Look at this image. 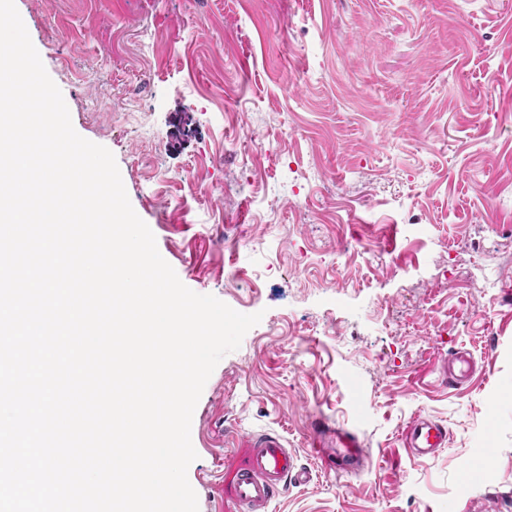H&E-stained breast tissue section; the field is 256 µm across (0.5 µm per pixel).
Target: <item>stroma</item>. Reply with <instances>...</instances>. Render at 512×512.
Instances as JSON below:
<instances>
[{
  "label": "stroma",
  "instance_id": "stroma-1",
  "mask_svg": "<svg viewBox=\"0 0 512 512\" xmlns=\"http://www.w3.org/2000/svg\"><path fill=\"white\" fill-rule=\"evenodd\" d=\"M15 5L180 281L263 315L193 413L199 512H234L266 432L313 475L271 512H512V0ZM419 416L448 430L429 459ZM474 363L470 352L456 351L451 355L448 362V370L445 371L449 385H458L470 376ZM407 441L413 457L431 456L447 446L448 431L437 421L418 417L408 426ZM336 440L343 448H336V467L341 471H351L359 464V458L356 451L357 442L347 432L336 429Z\"/></svg>",
  "mask_w": 512,
  "mask_h": 512
}]
</instances>
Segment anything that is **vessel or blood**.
<instances>
[{
  "label": "vessel or blood",
  "mask_w": 512,
  "mask_h": 512,
  "mask_svg": "<svg viewBox=\"0 0 512 512\" xmlns=\"http://www.w3.org/2000/svg\"><path fill=\"white\" fill-rule=\"evenodd\" d=\"M474 363L470 353L454 352L445 376L456 385L470 376ZM340 444L336 465L350 471L359 464L357 443L345 431H337ZM448 444V431L442 424L428 418L414 419L407 430V446L413 457L422 458L437 453ZM312 473L298 463L296 454L285 448L281 437L261 434L252 437L243 462L235 466L229 478V495L236 512H268L271 503L289 484L304 485Z\"/></svg>",
  "instance_id": "vessel-or-blood-1"
}]
</instances>
